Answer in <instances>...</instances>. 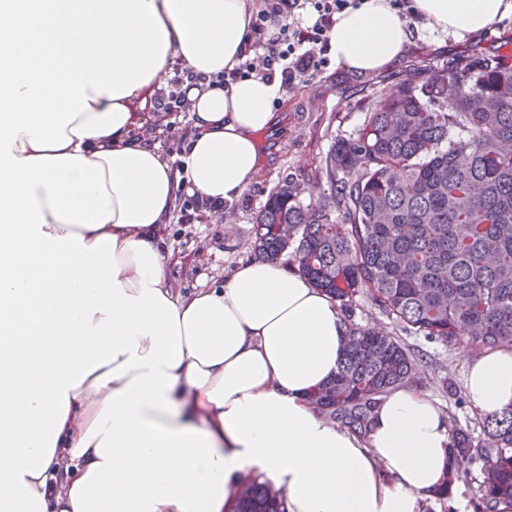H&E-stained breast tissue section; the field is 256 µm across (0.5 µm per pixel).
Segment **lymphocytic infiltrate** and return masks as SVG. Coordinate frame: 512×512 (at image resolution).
<instances>
[{"label":"lymphocytic infiltrate","mask_w":512,"mask_h":512,"mask_svg":"<svg viewBox=\"0 0 512 512\" xmlns=\"http://www.w3.org/2000/svg\"><path fill=\"white\" fill-rule=\"evenodd\" d=\"M264 5L252 17L253 54L233 69L216 77L219 86L226 87L253 75L279 77L283 88L292 87L304 77L313 75L328 65L329 33L336 14L355 4L356 0H263ZM278 20L276 33H269L270 20ZM196 75L176 69V90L156 99L151 110L158 113L154 127L161 137L184 147L187 137L175 117L191 111L188 88L196 86ZM187 180H179L176 193L184 203L175 212L180 224H203L224 211L223 202L189 190Z\"/></svg>","instance_id":"1"}]
</instances>
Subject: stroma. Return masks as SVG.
Instances as JSON below:
<instances>
[{
	"label": "stroma",
	"mask_w": 512,
	"mask_h": 512,
	"mask_svg": "<svg viewBox=\"0 0 512 512\" xmlns=\"http://www.w3.org/2000/svg\"><path fill=\"white\" fill-rule=\"evenodd\" d=\"M512 40V22L490 27L459 42L425 36L414 40L402 59L382 72L355 76L336 64L285 89L275 111L282 117L262 138L264 152L260 171L233 202L225 203L223 215L206 224H175L161 232V246L170 256L172 287L189 293L222 284L235 268L253 259L254 226L268 196L288 181L308 185L320 176V160L339 135L355 133L363 122L361 106L368 94L391 92L401 80H424L427 68H440L481 54L503 51ZM409 345L423 350L415 388L436 400L450 425L480 434L479 416L469 403H458L442 390L444 377L464 386L468 356L479 346L464 339L456 344L429 342L409 336Z\"/></svg>",
	"instance_id": "obj_1"
}]
</instances>
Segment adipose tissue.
Masks as SVG:
<instances>
[{
  "label": "adipose tissue",
  "mask_w": 512,
  "mask_h": 512,
  "mask_svg": "<svg viewBox=\"0 0 512 512\" xmlns=\"http://www.w3.org/2000/svg\"><path fill=\"white\" fill-rule=\"evenodd\" d=\"M458 41L512 0H412ZM247 0H0V512H235L255 477L287 512H419L451 467L446 414L393 391L366 437L308 400L334 377V301L275 262L172 288L158 242L187 178L231 201L252 182L278 81L190 88L183 171L131 139L173 62L208 78L247 54ZM412 34L391 0L337 14L329 57L357 75ZM468 401L512 409V349L468 361Z\"/></svg>",
  "instance_id": "ef3b65f1"
}]
</instances>
